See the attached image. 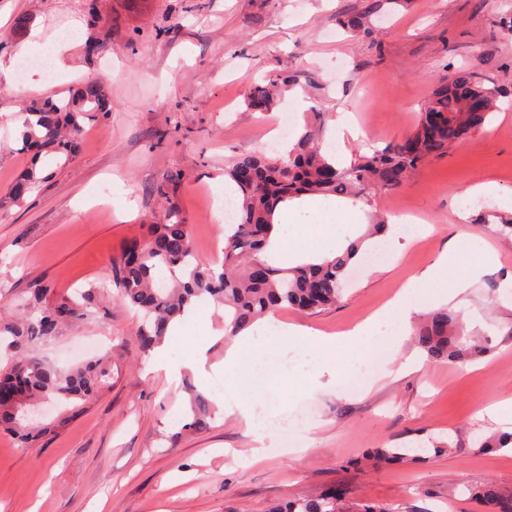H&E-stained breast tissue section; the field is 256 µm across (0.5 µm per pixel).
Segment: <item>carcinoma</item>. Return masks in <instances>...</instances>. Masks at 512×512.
Masks as SVG:
<instances>
[{
    "instance_id": "1",
    "label": "carcinoma",
    "mask_w": 512,
    "mask_h": 512,
    "mask_svg": "<svg viewBox=\"0 0 512 512\" xmlns=\"http://www.w3.org/2000/svg\"><path fill=\"white\" fill-rule=\"evenodd\" d=\"M383 8V0L338 20L340 27L360 39L375 32L370 18ZM280 82L256 85L246 105L254 112H269L277 104ZM496 90L471 70L441 78L428 99L415 130L370 156L338 167L321 151V124L312 123L276 158L262 152L238 155L224 168L236 185L237 218L224 228V261L220 267L192 260L190 226L181 212L169 207L162 222L150 225L146 238L131 241L112 260V282L121 297L142 315L136 337L144 354L160 345L171 323L184 318L197 304L210 299L224 306V335L236 336L258 320L282 309L316 312L336 305L351 268L359 263L366 241L382 236L388 225L373 222L363 236L351 241L336 257L279 268L259 258L270 244L277 208L305 195L350 198L368 202L370 191H390L402 186L424 161L443 156L459 141L482 130L495 112ZM114 101L100 83H83L64 98L34 97L25 107L22 150L31 165L16 178L3 202L19 203L45 180L36 169L43 156L66 165L78 154L86 124L112 112ZM30 312L16 320L0 317V347L6 363L0 365V385L16 387L19 398L0 402V426L25 446L65 425L70 415L95 399L109 385L111 356L96 357L71 369H60L38 349L68 322L86 319L96 302V287L76 295L53 296L48 284L27 291ZM462 315L446 308L428 313L414 331L415 343L432 362L465 364L481 357L487 346L472 340L462 329ZM66 403L70 408L56 421L41 425L22 418L23 410L42 400ZM191 415L182 425L187 431L207 427L213 404L192 392ZM425 449L380 448L379 462L395 463L422 458ZM469 495L496 512H512V494L492 481L469 489ZM269 512H392L380 503H355L348 492L336 496L332 489L305 494Z\"/></svg>"
}]
</instances>
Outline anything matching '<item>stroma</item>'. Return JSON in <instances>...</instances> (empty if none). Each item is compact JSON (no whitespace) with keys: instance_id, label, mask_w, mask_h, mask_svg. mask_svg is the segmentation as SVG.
Listing matches in <instances>:
<instances>
[{"instance_id":"1","label":"stroma","mask_w":512,"mask_h":512,"mask_svg":"<svg viewBox=\"0 0 512 512\" xmlns=\"http://www.w3.org/2000/svg\"><path fill=\"white\" fill-rule=\"evenodd\" d=\"M365 0H98L92 24L85 0H0V34L16 15L30 14L34 50H54L55 79L33 71L23 85L0 92V196L27 167L20 130L29 97L67 95L75 81L96 75L110 92L112 114L87 124L81 149L68 166L52 159L50 177L23 202L0 207V299H18L39 283L60 294L89 285L104 298L87 320L64 326L41 353L66 367V353L82 343L112 354L108 388L61 432L24 448L0 432V512H265L289 499L334 484L352 500L389 504L394 512H486L468 487L493 481L512 492V450L478 449L474 437L511 432L512 420L488 416L489 406L512 400V295L491 283L512 277V209L490 217L470 210L458 220L469 187L496 182L512 194V104L501 102L464 150L426 161L399 189L372 203L320 197L306 221L334 225L342 241L360 235L370 211L416 218L407 235L389 237L395 253L386 267L362 262L336 306L315 313L279 311L285 323L338 336L375 316L410 284L424 296L421 313L439 308L437 293L452 280L418 282V275L458 235L468 237L458 264L475 283L450 303L467 331L490 333L489 350L467 365L428 362L411 340L399 359L367 372L361 387L300 389L268 374L224 377V311L199 303L182 320L183 335L167 350L179 374L167 373L157 353L141 355L136 317L112 282L110 265L125 243L156 223L158 186L189 224L202 262H210L224 223L208 191L224 184V166L238 154L271 142L276 113L292 110L295 131L321 117L331 134L346 112L357 139L345 142L350 164L409 133L436 80L456 69L482 74L488 86L512 94V0H413L379 23L377 42L355 41L336 16L361 10ZM180 25L169 28L170 18ZM166 35H159V28ZM99 49L88 54L85 44ZM294 79L302 101L282 97L277 111H251L245 98L265 78ZM495 259L482 263L485 252ZM210 398L207 429L182 424L191 392ZM239 399L255 402L265 435L256 445L238 415ZM449 440L455 452L381 464L377 448H410ZM261 448L252 458V448Z\"/></svg>"}]
</instances>
